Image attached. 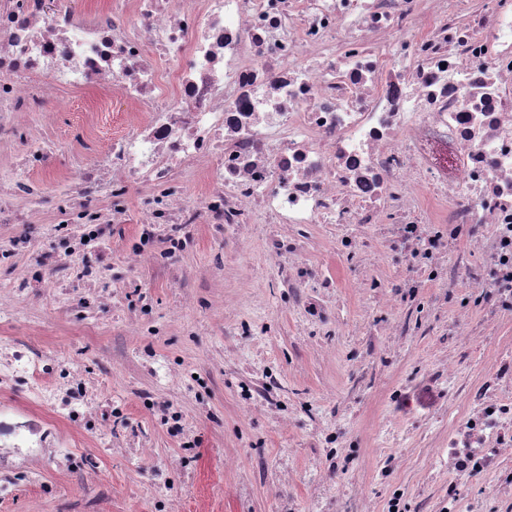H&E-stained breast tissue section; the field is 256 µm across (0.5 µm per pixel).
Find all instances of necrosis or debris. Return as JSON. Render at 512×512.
I'll use <instances>...</instances> for the list:
<instances>
[{
  "instance_id": "1",
  "label": "necrosis or debris",
  "mask_w": 512,
  "mask_h": 512,
  "mask_svg": "<svg viewBox=\"0 0 512 512\" xmlns=\"http://www.w3.org/2000/svg\"><path fill=\"white\" fill-rule=\"evenodd\" d=\"M89 95L76 138L102 113L129 112L128 131L100 143L93 164L64 175L53 218L64 249L17 285L100 286L87 242L125 221L134 187L150 193L124 279L144 262L165 271L189 229L231 236L281 224L265 251L287 259L281 285L309 325L326 313L304 253L316 224L389 226L407 275L371 291L424 310V288L457 289L470 304L512 312V0H105L80 14L69 0H0V148H21L22 175L0 179V224L32 221L54 143L18 121H51L49 91ZM203 177L205 188L191 186ZM102 200L90 207L89 198ZM471 240L484 268L449 262L450 239ZM25 343L0 346V382L26 373L31 412H0V472L12 450L43 448L47 406L89 424L73 366L53 377ZM449 407L430 433L446 454L448 493L433 512H485L512 501V359L475 384L425 370Z\"/></svg>"
}]
</instances>
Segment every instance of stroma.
Wrapping results in <instances>:
<instances>
[{
    "label": "stroma",
    "instance_id": "stroma-1",
    "mask_svg": "<svg viewBox=\"0 0 512 512\" xmlns=\"http://www.w3.org/2000/svg\"><path fill=\"white\" fill-rule=\"evenodd\" d=\"M83 93H68L51 124L39 115L25 121L46 142H73L83 119ZM61 184L47 179L31 224L9 226L4 235L25 234L28 253L0 263V341L22 334L46 358L72 360L98 388L97 428L66 429L67 468L43 457L37 469L17 461L10 482H0V512H89L87 498L98 492L105 512H163L177 500L180 512H386L401 491L410 512H430L448 487L446 457L431 448L432 428L448 420V395L423 379L425 367L454 365L461 380L482 375L506 356L512 343V315L492 316L482 307L469 314L467 341L450 337L457 299L432 307L408 334L373 339L374 327L408 317L409 308L390 315L379 295L355 281L379 276L395 280L407 272L402 253L383 227L362 238L363 259L344 266V279L325 293L327 315L310 330L277 286V266L264 242L281 233L277 224H249L240 234L258 273L257 287L231 275L212 279L218 265L233 266L234 254L206 225L190 229L174 275L207 280V287L174 288L152 265L142 269L141 287L103 292L82 315L66 311L79 289L66 294L19 292L13 282L22 268L37 269L59 252L51 214ZM144 189L132 191L125 223L112 225L88 249L89 260L106 256L105 282H113L135 250V226L147 206ZM153 306L156 332L128 335L142 299ZM272 322V336H245L249 316ZM274 366L282 389L277 403L262 402L249 413L238 405L244 376ZM316 403L349 433L371 438L392 422L405 444L354 448V469L337 479L336 466L311 436L300 414L282 419L279 402ZM181 406L180 431L163 422L169 403ZM125 408L112 425L113 406ZM145 441L155 458L143 460L126 447ZM234 459L225 468V459Z\"/></svg>",
    "mask_w": 512,
    "mask_h": 512
}]
</instances>
